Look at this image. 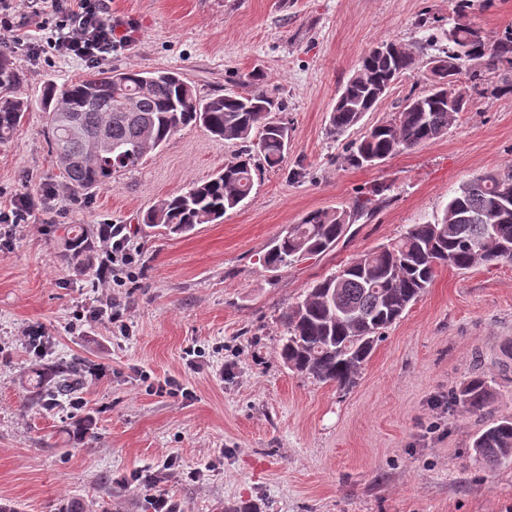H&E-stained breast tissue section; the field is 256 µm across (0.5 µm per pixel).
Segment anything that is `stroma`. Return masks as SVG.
<instances>
[{"instance_id":"stroma-1","label":"stroma","mask_w":512,"mask_h":512,"mask_svg":"<svg viewBox=\"0 0 512 512\" xmlns=\"http://www.w3.org/2000/svg\"><path fill=\"white\" fill-rule=\"evenodd\" d=\"M118 45L103 70H171L208 98L249 92L264 73L285 104L289 146L262 168L244 204L185 235L139 224L140 213L207 179L239 147L190 126L137 170L84 191L51 195L62 175L44 115L27 112L0 144V211L19 197L26 224L0 223V504L58 512H150L163 492L175 512H512V465L472 457L476 434L512 416V264L447 267L389 327L348 390L303 377L280 357L281 313L312 282L365 251L433 221L465 182L512 170V94L470 61L477 85L447 133L382 164L344 163L348 144L429 88V62L454 23L486 39L512 31V0H111ZM427 26H419L420 17ZM421 50L374 111L328 133L342 85L377 43ZM22 94L77 80L87 65L50 50L11 53ZM383 186L336 248L291 267L262 256L288 225L317 209L351 207ZM64 224H115L140 254L124 285L103 290L71 264ZM109 298L118 323L85 319ZM47 338L39 354L22 329ZM72 360L88 373L69 397L43 404L36 371ZM482 374L484 412L448 408ZM90 416L86 437L79 417Z\"/></svg>"}]
</instances>
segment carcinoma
<instances>
[{"mask_svg":"<svg viewBox=\"0 0 512 512\" xmlns=\"http://www.w3.org/2000/svg\"><path fill=\"white\" fill-rule=\"evenodd\" d=\"M477 28L455 24L445 33L454 46L473 44L469 59H486L501 72L500 90L512 93V32L493 42ZM417 51L392 40L372 48L344 84L330 113L329 134L338 137L404 74L417 69ZM466 59L444 52L432 59L431 89L408 99L391 120L351 143L343 160L363 167L442 137L453 116L467 110L470 96L459 86ZM254 90L201 98L175 72L111 70L91 72L62 87L47 83L38 100L18 94L20 75L10 54L0 50V141L9 139L24 113L38 106L46 114L55 158L73 198L143 165L149 153L178 131L201 126L212 136L241 143L224 168L186 191L150 207L141 223L185 235L199 224H214L247 199L254 187V157L276 168L288 150V127L274 113L284 109L264 75H250ZM371 196L350 210L317 209L288 226L262 261L284 269L308 256L330 251L354 215L368 210ZM71 259L84 264L96 239L87 224L62 228ZM512 263V172H489L462 185L432 223L413 224L399 239L359 255L337 272L309 285L280 316L281 358L288 368L319 383L349 388L385 330L399 320L433 282L441 267L468 269L479 263ZM78 362L56 366L54 377L36 375V393L50 398L72 393L82 383ZM488 381L474 376L448 393V409L482 411ZM473 457L490 468L512 463V416L497 419L472 441Z\"/></svg>","mask_w":512,"mask_h":512,"instance_id":"1","label":"carcinoma"}]
</instances>
